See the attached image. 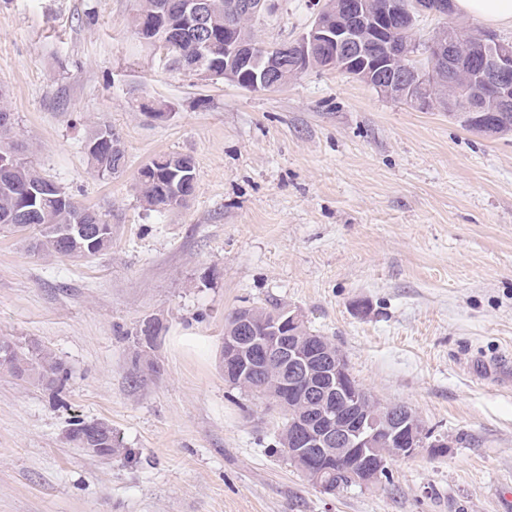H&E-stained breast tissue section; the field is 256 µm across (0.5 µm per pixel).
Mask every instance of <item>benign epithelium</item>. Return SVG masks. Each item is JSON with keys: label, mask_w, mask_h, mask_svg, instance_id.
<instances>
[{"label": "benign epithelium", "mask_w": 512, "mask_h": 512, "mask_svg": "<svg viewBox=\"0 0 512 512\" xmlns=\"http://www.w3.org/2000/svg\"><path fill=\"white\" fill-rule=\"evenodd\" d=\"M229 7L260 18L271 10L272 0H232ZM179 8L193 26H202L205 5L201 0H187ZM453 11V0H436L432 9L426 8L423 0H410L402 11L377 14L371 11L369 0H327L305 33L270 51L259 73L253 70L255 45L234 41L227 47L224 79L238 84L249 73L255 91L267 92L279 87L275 77L283 68L284 57L291 58L298 73L310 69L321 57L389 96H401L424 86L428 73L397 68V63L417 53L419 45L384 34L413 31L424 13L446 18ZM373 42L383 46L385 63L363 70L348 67L351 56H370ZM425 52L434 64L444 63L454 58L453 40L440 30ZM205 57V51L199 50L184 69L204 80L213 78ZM455 68L479 76L476 95L490 99L501 112L512 109V48L478 43L470 56L455 62ZM304 323L302 311L290 305L270 323L252 308H242L232 327L234 334L224 339V380L233 384L264 376L267 392L289 417L287 429L281 433L284 447L311 483L325 493H338L326 478V464L334 462L353 484L370 487L380 481L388 460L423 450L437 453L448 447V441L426 436L420 418L404 405L368 408L367 397L351 383L339 351L306 330Z\"/></svg>", "instance_id": "1"}]
</instances>
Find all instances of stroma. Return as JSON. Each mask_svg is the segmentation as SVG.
<instances>
[{
    "label": "stroma",
    "instance_id": "obj_1",
    "mask_svg": "<svg viewBox=\"0 0 512 512\" xmlns=\"http://www.w3.org/2000/svg\"><path fill=\"white\" fill-rule=\"evenodd\" d=\"M137 7L0 0L17 137L112 226L111 250L84 260L0 234V336L68 369L52 387L0 375V512H512V136L334 69L261 93L198 79L134 34ZM316 9L277 0L256 34L296 38ZM101 124L126 156L109 177L85 149ZM160 154L196 169L161 213L136 191ZM272 302L444 452L390 460L371 488L308 482L279 450L278 409L224 381L226 317ZM76 419L110 422L133 460L76 448Z\"/></svg>",
    "mask_w": 512,
    "mask_h": 512
}]
</instances>
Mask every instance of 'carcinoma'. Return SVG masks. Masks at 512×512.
Here are the masks:
<instances>
[{
  "mask_svg": "<svg viewBox=\"0 0 512 512\" xmlns=\"http://www.w3.org/2000/svg\"><path fill=\"white\" fill-rule=\"evenodd\" d=\"M212 8L208 20L210 27V46L206 60L216 75L224 74V35L238 32L251 39L257 46L256 69L263 68L269 46L257 41L255 35L256 20L250 17L224 14V0H210ZM164 0H139L137 13L133 18L134 33L144 41L154 45L162 41H181L182 48L190 49L189 37L185 36V23L178 13L173 12L163 19L158 11ZM455 51L463 57L470 53L475 35L462 33L450 27ZM451 95L452 114L466 128L486 136H502L512 133V111L494 112L484 101L475 98L471 85L462 74L448 68L436 72L432 82L418 96L417 108L424 109ZM13 126L0 125V152L9 151L19 155L16 163L9 169L0 171V230L19 232L27 225H38V237L31 248L46 255L72 259H87L101 255L112 247V233L90 246L81 240H70V234L78 224H88L93 219H103V215L76 202L63 187L58 191L42 196L37 205L26 203L30 191L39 190L53 183V180L40 173L26 158L20 156L18 145L11 141ZM88 144L94 149L87 155L94 168L101 175L110 176L121 171L125 165V152L112 128L100 126ZM169 156L164 155L151 160L140 168L143 177L137 178V191L140 201L150 210L162 212L182 205V201L191 196L195 177L185 179L171 176L173 168L167 163ZM72 241L70 248L63 243ZM0 373L30 384L52 385L68 376V371L56 355L47 347L31 342L21 345L10 339L0 338ZM83 421L74 422L68 439L76 447L105 448V457L132 458V449L118 446L112 436V425L98 420L99 437L85 442L79 426Z\"/></svg>",
  "mask_w": 512,
  "mask_h": 512,
  "instance_id": "obj_1",
  "label": "carcinoma"
}]
</instances>
